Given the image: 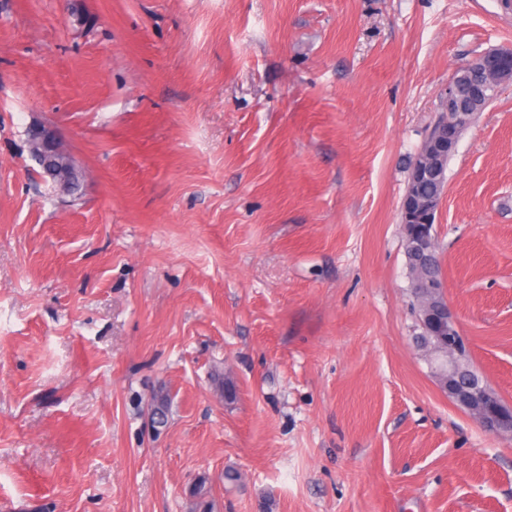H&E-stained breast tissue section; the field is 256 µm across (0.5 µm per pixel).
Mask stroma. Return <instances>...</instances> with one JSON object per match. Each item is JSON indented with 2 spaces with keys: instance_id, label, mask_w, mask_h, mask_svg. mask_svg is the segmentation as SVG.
I'll list each match as a JSON object with an SVG mask.
<instances>
[{
  "instance_id": "1",
  "label": "stroma",
  "mask_w": 512,
  "mask_h": 512,
  "mask_svg": "<svg viewBox=\"0 0 512 512\" xmlns=\"http://www.w3.org/2000/svg\"><path fill=\"white\" fill-rule=\"evenodd\" d=\"M511 46L501 0H0V512H192L201 475L214 512H512L400 224L457 66ZM447 177V300L512 404V85ZM38 127L39 128L31 130L29 135L30 140L33 141L36 146L41 145L44 148L49 147L53 149V151L59 152L64 157V165L67 166V168L84 175V171L77 169L69 154L61 147L55 130L51 126L46 125ZM36 146H34V149L30 148V156L36 164L40 166L43 177H47L51 181L52 185L60 192L70 193L69 186L62 179V169L53 165V160L49 157L48 153L43 150L36 149Z\"/></svg>"
}]
</instances>
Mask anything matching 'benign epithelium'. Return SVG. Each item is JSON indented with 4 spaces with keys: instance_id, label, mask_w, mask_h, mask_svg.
<instances>
[{
    "instance_id": "obj_1",
    "label": "benign epithelium",
    "mask_w": 512,
    "mask_h": 512,
    "mask_svg": "<svg viewBox=\"0 0 512 512\" xmlns=\"http://www.w3.org/2000/svg\"><path fill=\"white\" fill-rule=\"evenodd\" d=\"M463 73L468 75L475 88L482 83L484 77L493 80L499 88L512 85V47L491 48L461 64L448 82V87L457 85ZM479 106L481 103L477 94L473 97V105L466 108L454 98L453 93H448L446 118L441 122L437 134L426 136V142L434 144L450 138L453 144H458L461 135L474 123ZM29 138L39 145L30 153L31 158L40 166L43 176L60 192H70L69 186L62 179V169L53 165V160L44 151V148L49 147L60 153L64 157V165L73 171L77 170L69 154L61 147L55 130L43 125L32 129ZM447 169V155L426 154L414 163L409 173L410 181L416 183L425 176L445 178ZM410 197L411 193L408 192L403 198L401 223L413 229L418 246L422 249L428 240L432 206H411L408 204ZM432 288L433 300L423 308L418 318L425 334L436 338L433 352L445 364L444 371L438 374L440 389L453 404L474 418L484 431L511 440L512 406L502 403L495 392L486 386L481 375L461 366L466 344L460 336L456 316L446 300V285L436 283Z\"/></svg>"
}]
</instances>
